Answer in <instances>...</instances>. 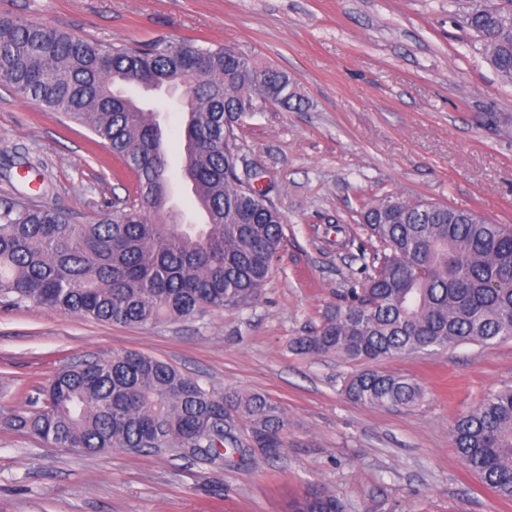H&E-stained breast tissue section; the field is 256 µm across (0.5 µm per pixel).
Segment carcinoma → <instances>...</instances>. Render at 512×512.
I'll return each mask as SVG.
<instances>
[{"label": "carcinoma", "mask_w": 512, "mask_h": 512, "mask_svg": "<svg viewBox=\"0 0 512 512\" xmlns=\"http://www.w3.org/2000/svg\"><path fill=\"white\" fill-rule=\"evenodd\" d=\"M467 26L500 82L512 85V0H476ZM0 78L20 96L66 115L112 150L137 182V196L81 222L33 200L0 203V305L27 303L93 320L147 326L246 308L284 247L287 218L238 168L236 127L268 105L301 106L296 81L231 46L158 38L101 46L42 23L0 15ZM186 89L185 161L203 224L166 220L172 175L156 114L128 94ZM368 245L361 281L321 323L292 339L304 357L333 354L376 362L463 343L512 339V224L478 210L387 196L360 213ZM347 398L377 408L424 399L413 378L365 369L345 381ZM0 422L56 448L96 455L191 448L232 465L234 457L279 456L288 419L259 393L224 395L159 358L129 351L83 359L0 415ZM451 440L464 464L512 500V386L457 416ZM296 512H347L314 491Z\"/></svg>", "instance_id": "obj_1"}]
</instances>
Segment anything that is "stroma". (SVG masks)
<instances>
[{"instance_id":"1","label":"stroma","mask_w":512,"mask_h":512,"mask_svg":"<svg viewBox=\"0 0 512 512\" xmlns=\"http://www.w3.org/2000/svg\"><path fill=\"white\" fill-rule=\"evenodd\" d=\"M472 0H0V13L109 46L193 39L230 45L294 77L301 109L268 106L237 131L240 155L287 218L281 257L251 307L152 326L99 322L37 305L0 307V407L62 366L128 351L157 357L220 393H261L288 418L267 463L221 468L182 449L87 456L0 426V512H292L312 489L350 512H512L459 458L449 428L512 386V340L375 362L425 389L416 407L347 399L359 363L302 357L292 337L320 324L360 278L358 222L385 196L478 210L512 224V86L465 25ZM164 146L184 155L183 114L162 92ZM0 202L32 198L93 220L136 181L84 127L0 84Z\"/></svg>"}]
</instances>
